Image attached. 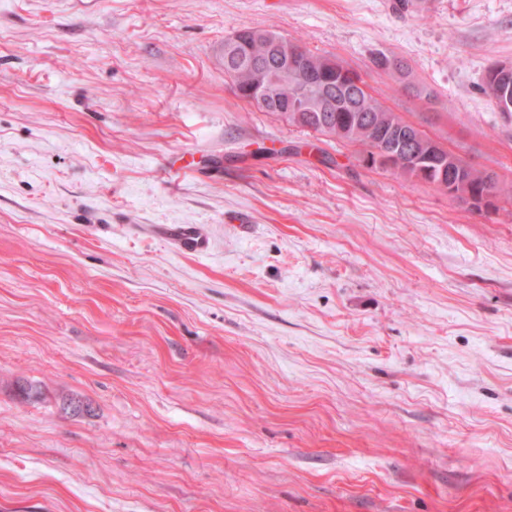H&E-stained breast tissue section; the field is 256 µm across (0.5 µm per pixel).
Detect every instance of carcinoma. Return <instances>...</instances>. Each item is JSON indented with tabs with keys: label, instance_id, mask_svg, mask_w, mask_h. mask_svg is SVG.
<instances>
[{
	"label": "carcinoma",
	"instance_id": "cac0c4a2",
	"mask_svg": "<svg viewBox=\"0 0 512 512\" xmlns=\"http://www.w3.org/2000/svg\"><path fill=\"white\" fill-rule=\"evenodd\" d=\"M290 52L296 56L298 78L283 85L272 83L271 75L279 55ZM331 85L336 97L348 95L354 106L341 105L330 112H305L294 108L300 97L311 92L307 86L308 64ZM234 72L230 88L236 97L251 104L254 90L264 86L279 103L288 104V111L270 114L290 125L332 136L348 144L362 147L360 161L368 168L388 167L396 173L430 184L438 189L448 187L450 167L461 171L455 175L457 195L453 199L467 203V197H488L485 207H472L477 213L497 209L496 202L512 204V182L499 179L493 173L481 171L459 154L441 153L433 138L424 130L417 131L420 139L400 147L409 128L406 121L377 97L375 90L344 62L313 52L300 39H284L280 34L263 29L244 28L224 40V73ZM482 90L490 99L505 103L507 117L512 119V69L488 67Z\"/></svg>",
	"mask_w": 512,
	"mask_h": 512
}]
</instances>
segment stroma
Segmentation results:
<instances>
[{"label": "stroma", "mask_w": 512, "mask_h": 512, "mask_svg": "<svg viewBox=\"0 0 512 512\" xmlns=\"http://www.w3.org/2000/svg\"><path fill=\"white\" fill-rule=\"evenodd\" d=\"M243 28L512 181V0H0V512H512V214L235 97ZM482 90L492 100L495 108H497L495 100L505 103L509 112H498L500 114H507V117L512 119V68L508 71L498 70L489 66L485 72L482 84Z\"/></svg>", "instance_id": "stroma-1"}]
</instances>
